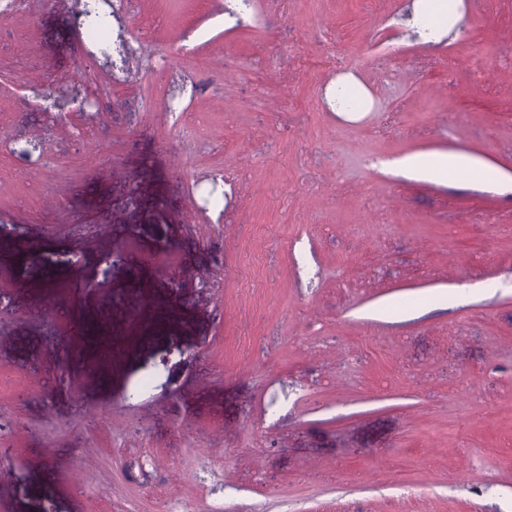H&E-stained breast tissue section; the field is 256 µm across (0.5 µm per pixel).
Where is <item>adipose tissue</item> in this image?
I'll return each mask as SVG.
<instances>
[{
    "label": "adipose tissue",
    "mask_w": 512,
    "mask_h": 512,
    "mask_svg": "<svg viewBox=\"0 0 512 512\" xmlns=\"http://www.w3.org/2000/svg\"><path fill=\"white\" fill-rule=\"evenodd\" d=\"M460 0H413L412 27L424 41H437L451 33L460 20ZM329 101L336 111L357 117L365 111L368 92L354 76H342L333 83ZM391 168L416 175L444 179L449 173L463 172L490 186H512V177L459 154L415 153L391 161Z\"/></svg>",
    "instance_id": "1"
}]
</instances>
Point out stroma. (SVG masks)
I'll return each instance as SVG.
<instances>
[{"mask_svg": "<svg viewBox=\"0 0 512 512\" xmlns=\"http://www.w3.org/2000/svg\"><path fill=\"white\" fill-rule=\"evenodd\" d=\"M411 2L129 0L94 73L0 10V512H512V192L370 163L512 175V0ZM460 0H414L412 27L424 41H438L460 20ZM328 96L336 112H344L350 118L365 112L369 98L366 88L352 75L337 77ZM375 166L394 168L412 172L421 177L448 179L452 172H464L477 181L490 186H508L511 189L512 177L484 165L481 161L459 154L415 153L396 160H380Z\"/></svg>", "mask_w": 512, "mask_h": 512, "instance_id": "1", "label": "stroma"}]
</instances>
